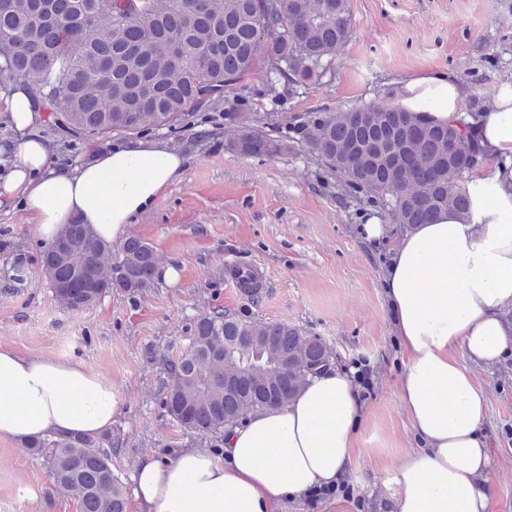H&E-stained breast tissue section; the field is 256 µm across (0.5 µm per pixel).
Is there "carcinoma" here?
I'll list each match as a JSON object with an SVG mask.
<instances>
[{
	"label": "carcinoma",
	"mask_w": 512,
	"mask_h": 512,
	"mask_svg": "<svg viewBox=\"0 0 512 512\" xmlns=\"http://www.w3.org/2000/svg\"><path fill=\"white\" fill-rule=\"evenodd\" d=\"M351 36V0H29L26 10L0 0V72L37 78L32 94L48 112L46 130L63 143L183 129L256 72L272 91L282 81L317 83ZM371 111L377 119L365 125L353 108L285 115L288 135L274 136L244 100L229 116L227 146L274 157L299 145L340 178L346 195L401 230L448 210L470 214L469 175L486 157L472 125L422 123L384 103ZM40 258L55 300L69 310L88 309L114 289L141 296L160 265L148 242L132 237L114 248L79 220ZM26 264L13 255L4 271L13 287H26ZM336 361L326 340L293 324L209 311L194 321L189 348L166 361L160 392L179 425L221 448L224 431L286 405ZM27 447L79 512H127L126 487L112 469L125 447L121 433L58 435Z\"/></svg>",
	"instance_id": "carcinoma-1"
}]
</instances>
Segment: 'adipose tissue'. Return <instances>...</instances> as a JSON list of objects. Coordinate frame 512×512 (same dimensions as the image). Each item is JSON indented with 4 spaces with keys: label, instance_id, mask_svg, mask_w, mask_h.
<instances>
[{
    "label": "adipose tissue",
    "instance_id": "1",
    "mask_svg": "<svg viewBox=\"0 0 512 512\" xmlns=\"http://www.w3.org/2000/svg\"><path fill=\"white\" fill-rule=\"evenodd\" d=\"M397 107L424 122L459 124L466 90L455 73L399 78ZM19 139L0 181V210L22 208L43 243L73 220L99 239L120 241L186 168L167 147L138 139L96 152L72 171L53 164L49 143L30 128L43 110L25 79L0 92ZM487 159L470 176V215L454 211L399 235L368 220L367 239L389 238L384 287L404 354L398 394L422 446L394 477V512H488L492 477L483 428L487 397L457 358L493 364L512 351V81L498 84L473 129ZM123 402L112 383L77 361L0 345V438L98 436ZM361 406L352 370L311 377L286 405L253 412L224 435L220 451L179 448L134 465L141 512H277L316 487L340 482L354 465Z\"/></svg>",
    "mask_w": 512,
    "mask_h": 512
}]
</instances>
